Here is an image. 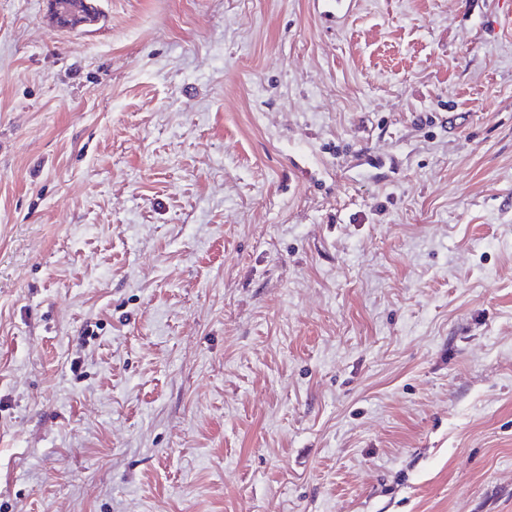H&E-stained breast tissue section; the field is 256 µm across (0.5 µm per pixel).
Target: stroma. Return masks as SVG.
I'll return each mask as SVG.
<instances>
[{"mask_svg": "<svg viewBox=\"0 0 512 512\" xmlns=\"http://www.w3.org/2000/svg\"><path fill=\"white\" fill-rule=\"evenodd\" d=\"M0 0V512H512L497 0ZM50 11L56 22L64 28L74 29L95 19L91 12L86 15L74 9L67 11L62 0H50Z\"/></svg>", "mask_w": 512, "mask_h": 512, "instance_id": "stroma-1", "label": "stroma"}]
</instances>
